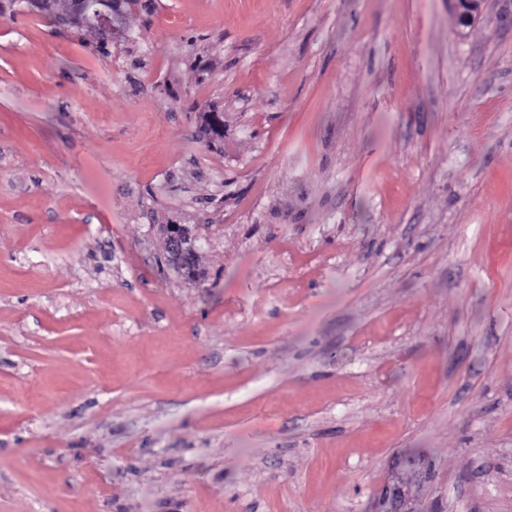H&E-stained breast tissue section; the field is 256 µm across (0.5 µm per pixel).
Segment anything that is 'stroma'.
I'll return each mask as SVG.
<instances>
[{
  "label": "stroma",
  "mask_w": 512,
  "mask_h": 512,
  "mask_svg": "<svg viewBox=\"0 0 512 512\" xmlns=\"http://www.w3.org/2000/svg\"><path fill=\"white\" fill-rule=\"evenodd\" d=\"M155 6L0 17V512H512V0ZM73 13L79 16L84 23L95 27L108 39L119 40L127 37L126 27L123 23V9L134 10L142 3L140 0H75ZM456 14L459 29L469 27L484 11L487 0H448ZM198 235L186 224H168L162 237V263L168 268L181 269L183 261L198 253Z\"/></svg>",
  "instance_id": "obj_1"
}]
</instances>
